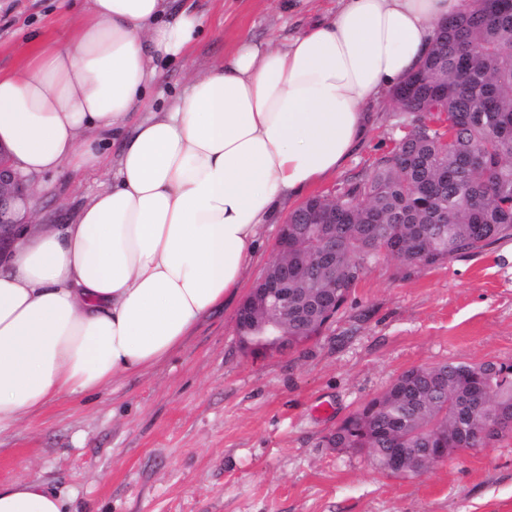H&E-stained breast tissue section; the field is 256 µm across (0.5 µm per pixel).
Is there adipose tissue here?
<instances>
[{
  "label": "adipose tissue",
  "instance_id": "ef3b65f1",
  "mask_svg": "<svg viewBox=\"0 0 512 512\" xmlns=\"http://www.w3.org/2000/svg\"><path fill=\"white\" fill-rule=\"evenodd\" d=\"M462 0H339L287 43L242 37L166 109L138 119L157 62L200 19L170 0H86L68 42L0 73V145L25 176L101 161L117 174L0 273V431L166 361L234 300L284 204L340 172L370 109L414 70ZM0 512H67L47 483L0 484Z\"/></svg>",
  "mask_w": 512,
  "mask_h": 512
}]
</instances>
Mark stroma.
<instances>
[{
  "label": "stroma",
  "instance_id": "1",
  "mask_svg": "<svg viewBox=\"0 0 512 512\" xmlns=\"http://www.w3.org/2000/svg\"><path fill=\"white\" fill-rule=\"evenodd\" d=\"M191 52L158 63L154 112L222 63L241 36L295 35L337 0L287 11L278 0H194ZM83 0H0V71L35 43L70 40ZM382 101L368 143L317 188L336 192L398 138ZM119 149L78 171L34 176L40 222L63 223L108 186ZM238 303L207 317L167 361L78 399L62 398L0 432V483L46 482L69 512H512V438L456 453L415 476L377 470L327 437L402 371L445 361L512 362V239L403 274L372 267L335 320L291 354L253 356L236 335Z\"/></svg>",
  "mask_w": 512,
  "mask_h": 512
}]
</instances>
